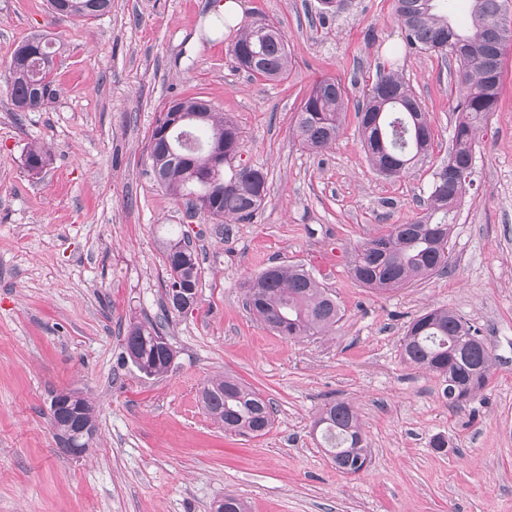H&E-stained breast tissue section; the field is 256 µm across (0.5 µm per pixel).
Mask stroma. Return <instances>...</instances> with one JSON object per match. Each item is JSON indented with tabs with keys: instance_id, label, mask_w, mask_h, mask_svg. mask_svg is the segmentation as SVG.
I'll return each mask as SVG.
<instances>
[{
	"instance_id": "1",
	"label": "stroma",
	"mask_w": 512,
	"mask_h": 512,
	"mask_svg": "<svg viewBox=\"0 0 512 512\" xmlns=\"http://www.w3.org/2000/svg\"><path fill=\"white\" fill-rule=\"evenodd\" d=\"M214 0H112L93 19H53L46 0H0V76L41 32L57 49L56 99L14 111L0 79V512H512V50L498 112L483 125L446 271L379 293L354 281L356 244L419 215L448 158L460 95L454 64L406 48L394 0H244L243 23L280 28L291 63L267 81L239 69L238 33L209 30ZM403 74L434 133L407 176L369 165L355 107L379 69ZM340 79L349 104L336 142L302 149L296 114L313 83ZM200 97L240 131L230 168L263 169L268 195L248 222L188 217L149 171L148 142L170 100ZM41 144L34 175L25 154ZM199 252V301L164 313L168 239ZM303 265L342 319L287 340L245 309L241 284ZM446 308L479 327L487 386L449 404L437 375L405 362L409 323ZM165 320L176 356L148 377L122 358L130 322ZM233 376L271 398L272 429L224 432L201 389ZM93 402L98 432L81 459L53 435L54 393ZM356 412L371 464L338 471L314 429L324 403Z\"/></svg>"
}]
</instances>
